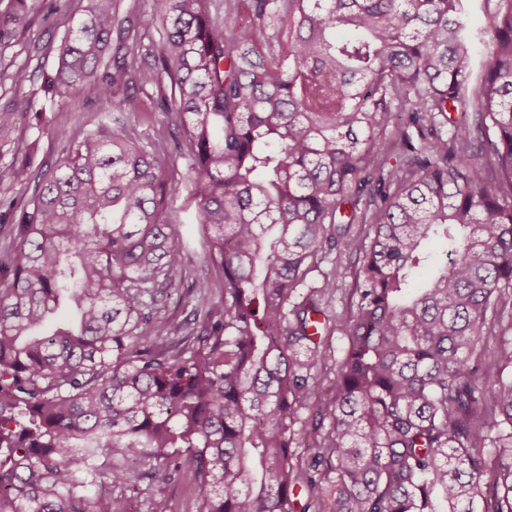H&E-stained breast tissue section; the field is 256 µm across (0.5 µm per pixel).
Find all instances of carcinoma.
Masks as SVG:
<instances>
[{
    "mask_svg": "<svg viewBox=\"0 0 512 512\" xmlns=\"http://www.w3.org/2000/svg\"><path fill=\"white\" fill-rule=\"evenodd\" d=\"M159 2L160 45L112 55L129 19L88 0L42 85L169 87L196 232L169 222V153L122 112L40 173L0 268V512H130L181 460L196 512H512V0L475 34L462 0H225L221 22ZM241 2L252 24L228 34ZM30 12L11 0L0 46ZM435 235L447 262L417 284ZM334 250L362 255L348 315L324 307L339 268L307 281ZM196 265L221 295L193 277L176 326L158 296Z\"/></svg>",
    "mask_w": 512,
    "mask_h": 512,
    "instance_id": "obj_1",
    "label": "carcinoma"
}]
</instances>
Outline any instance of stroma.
<instances>
[{
    "instance_id": "obj_1",
    "label": "stroma",
    "mask_w": 512,
    "mask_h": 512,
    "mask_svg": "<svg viewBox=\"0 0 512 512\" xmlns=\"http://www.w3.org/2000/svg\"><path fill=\"white\" fill-rule=\"evenodd\" d=\"M53 4L54 0H40L26 29L12 44L0 47V68L6 72L5 77L0 78V110L14 113L11 125L0 132V195L12 200L18 211L22 210L29 195L12 186L6 162L13 159L28 162L34 172L46 168L61 155L67 140L79 137L90 128L99 113L115 111L126 97L135 100L129 118L139 135L167 149L180 138L177 127L163 112L165 100L171 97L167 90L160 92L152 86H136L106 98L100 93L98 80L94 79L75 99L44 94L41 77L54 72L56 48L67 33L70 17L81 14L85 0H65L58 11L54 10ZM24 94L33 99V110L19 106L18 100ZM172 160L178 183L170 200L169 220L183 235L193 222L194 207L190 197L194 173L185 154L174 153ZM360 264L361 258L356 254L330 255L320 263L318 270L310 273V281L315 282L320 280L323 272L340 267L342 276L336 283L335 292L328 298L331 312L350 313V298ZM160 495L171 498L173 512H195L189 472H181L169 484L142 481L138 496L130 500L132 512H148L149 498Z\"/></svg>"
}]
</instances>
